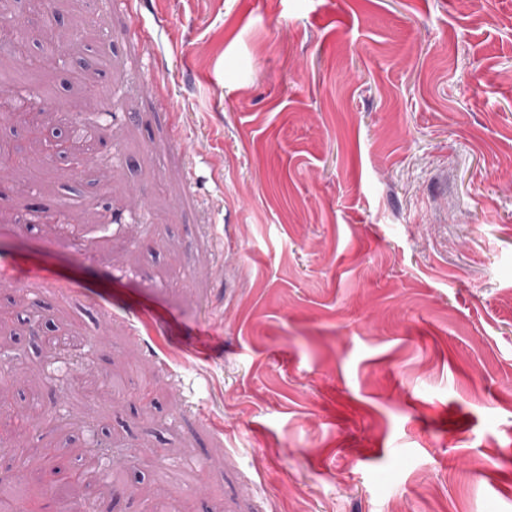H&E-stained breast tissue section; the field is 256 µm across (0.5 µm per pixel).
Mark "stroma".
<instances>
[{
  "instance_id": "obj_1",
  "label": "stroma",
  "mask_w": 512,
  "mask_h": 512,
  "mask_svg": "<svg viewBox=\"0 0 512 512\" xmlns=\"http://www.w3.org/2000/svg\"><path fill=\"white\" fill-rule=\"evenodd\" d=\"M52 3L46 104L96 151L0 181V265L70 286L0 287L47 479L130 459L96 512H512V0Z\"/></svg>"
}]
</instances>
